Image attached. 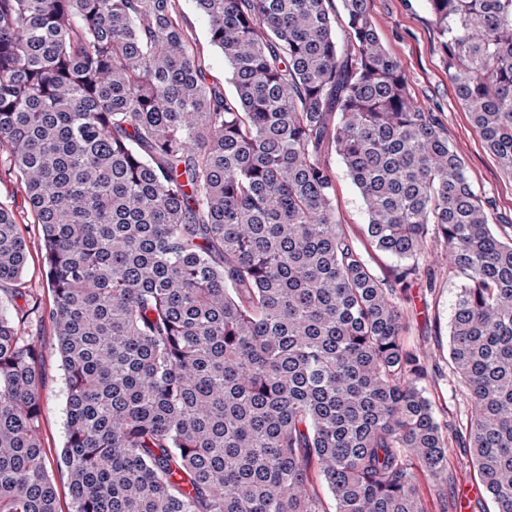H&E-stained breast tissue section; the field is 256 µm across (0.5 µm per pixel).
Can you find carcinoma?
I'll list each match as a JSON object with an SVG mask.
<instances>
[{"label":"carcinoma","instance_id":"obj_1","mask_svg":"<svg viewBox=\"0 0 512 512\" xmlns=\"http://www.w3.org/2000/svg\"><path fill=\"white\" fill-rule=\"evenodd\" d=\"M448 78L512 173V0H427ZM0 0V152L41 231L73 512H424L466 443L512 512V224L413 103L370 0ZM335 152L364 202L336 208ZM463 277L448 362L466 432L402 341L428 242ZM398 259L377 271L367 247ZM0 202V512H58L36 301ZM24 300V305L17 300ZM323 483L327 503L314 489ZM176 6L183 16L184 32L203 58L209 81L224 84L226 92L232 93L231 85L226 81L227 66L224 54L212 46L207 38V21L197 10L192 0H177Z\"/></svg>","mask_w":512,"mask_h":512}]
</instances>
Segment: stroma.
<instances>
[{"label": "stroma", "mask_w": 512, "mask_h": 512, "mask_svg": "<svg viewBox=\"0 0 512 512\" xmlns=\"http://www.w3.org/2000/svg\"><path fill=\"white\" fill-rule=\"evenodd\" d=\"M177 8L183 16L185 35L203 58L209 78L225 82L224 55L209 43L205 17L193 0H178ZM371 15L385 47L402 65L415 105L440 117L448 130L449 142L465 162L473 187L490 200L493 223L512 224V175L506 173L484 147L455 95L426 0H371ZM328 161L336 174L341 219L353 234H360L367 222L360 194L347 177L341 159L332 153ZM0 201L13 208L28 245L23 278L25 291L37 299L43 309H50L53 294L42 269L39 229L24 191L11 175L8 159L3 154H0ZM420 267L422 273L435 274L436 286L432 289L413 287L412 302L405 309L407 330L403 339L408 345L423 348L427 354L429 395L437 420L452 422L462 429L466 426L470 400L448 363L449 327L462 279L449 269L444 250L435 243L429 244L421 255ZM32 333L39 338L41 364L46 375L40 398L42 434L47 454L54 461L66 442V384L50 320L39 321ZM449 458L452 466L444 491H437L427 475L419 477L425 512H443L462 485L473 478L466 448L452 445Z\"/></svg>", "instance_id": "35a3bbf8"}]
</instances>
